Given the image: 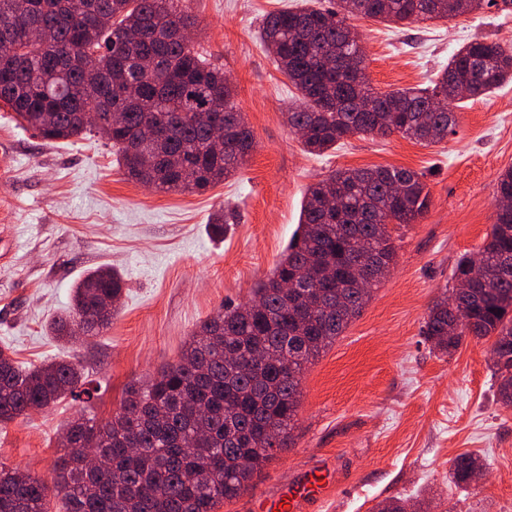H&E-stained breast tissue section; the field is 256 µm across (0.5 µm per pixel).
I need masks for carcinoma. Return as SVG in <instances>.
I'll list each match as a JSON object with an SVG mask.
<instances>
[{
    "mask_svg": "<svg viewBox=\"0 0 512 512\" xmlns=\"http://www.w3.org/2000/svg\"><path fill=\"white\" fill-rule=\"evenodd\" d=\"M181 2L0 0V102L48 141L93 132L84 112L122 113L109 138L118 165L158 190L203 193L235 176L254 136L224 69L178 38L177 30L195 27ZM498 6L512 11V0H336L331 9L266 15L261 40L298 92L299 104L285 113L289 130L314 155L357 134L443 141L456 124L450 105L462 101L456 88L470 99L512 82V50L474 39L428 86L378 92L347 20L404 27ZM30 27L48 28L50 37L31 41ZM430 203L422 175L404 167L337 170L311 184L297 231L254 299L200 322L174 364L127 387L116 415L83 412L68 421L69 453L53 485L0 464V512H48L52 494L65 499L66 512H214L236 498L277 451L292 447L304 369L361 315L381 279L372 273L359 282L357 269L389 270L396 260L389 225L417 223ZM504 255L512 257V207L497 209L478 254L459 260L471 285L451 291L455 304L445 295L429 308L423 334L444 354L465 334L506 339L493 367L499 400L512 406V269L500 266ZM123 293L117 271L88 273L49 332L66 342L100 335ZM108 295L112 310L104 311ZM67 397H94L78 364L23 366L0 348V429ZM92 447L104 468L86 467ZM479 466L461 454L453 476L464 481Z\"/></svg>",
    "mask_w": 512,
    "mask_h": 512,
    "instance_id": "obj_1",
    "label": "carcinoma"
}]
</instances>
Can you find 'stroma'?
I'll list each match as a JSON object with an SVG mask.
<instances>
[{
    "label": "stroma",
    "mask_w": 512,
    "mask_h": 512,
    "mask_svg": "<svg viewBox=\"0 0 512 512\" xmlns=\"http://www.w3.org/2000/svg\"><path fill=\"white\" fill-rule=\"evenodd\" d=\"M301 2L183 0L196 19L195 50L231 77L255 137L243 168L206 192L146 188L127 180L101 135L48 142L0 106V143L11 154L0 173V348L26 366L80 363L97 389L91 412L111 417L127 385L175 362L201 321L251 299L294 236L311 183L339 168H409L424 176L428 212L392 226L395 265L307 365L293 446L215 512H254L257 497L317 465L336 472L318 512H372L392 498L420 503L419 512H512V407L498 399L489 340L467 337L443 355L422 335L430 307L454 286L458 260L478 252L494 222L498 178L512 168V83L458 107L454 133L438 144L354 135L308 154L284 117L297 92L260 36L265 14ZM354 26L381 92L427 86L473 39L512 48V12L493 7L406 28L364 18ZM222 211L233 219L218 235L210 218ZM104 266L125 279L110 327L69 344L47 335L74 284ZM80 409L67 398L9 423L0 463L53 483L66 453L60 433ZM463 453L482 459L481 479H453Z\"/></svg>",
    "instance_id": "stroma-1"
}]
</instances>
